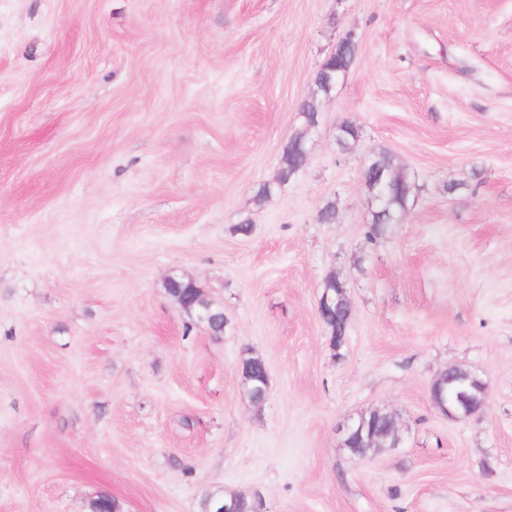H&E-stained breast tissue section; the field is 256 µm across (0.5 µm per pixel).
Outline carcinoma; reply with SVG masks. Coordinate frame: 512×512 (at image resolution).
I'll return each instance as SVG.
<instances>
[{"label":"carcinoma","mask_w":512,"mask_h":512,"mask_svg":"<svg viewBox=\"0 0 512 512\" xmlns=\"http://www.w3.org/2000/svg\"><path fill=\"white\" fill-rule=\"evenodd\" d=\"M328 92L325 85V73L322 68H317L312 79V94L305 99V105L302 113L311 115L316 110V99L324 97ZM377 169L368 167L363 168V176L370 182L377 177H382V181L391 184L392 190L387 196L386 202L371 203L370 222L367 235L370 239L376 240L382 237L387 230V226L397 222L405 211L408 203L410 186L406 175L399 167L394 164L393 158L386 154L377 155ZM305 167L304 155L296 143L290 142L283 148L281 165L277 174V182L280 184L288 182L297 173ZM164 288L170 297L180 306L187 302L192 303L190 313L197 316L203 314L208 317L209 326L217 331L224 321V311L216 308L208 302L197 284H188L181 279L167 280ZM346 320V310L336 311V317L330 319L329 328L331 330V346L339 351L344 346L340 336L343 332V326ZM233 494H214L204 499L202 503V512H223L224 503L231 501Z\"/></svg>","instance_id":"carcinoma-1"}]
</instances>
